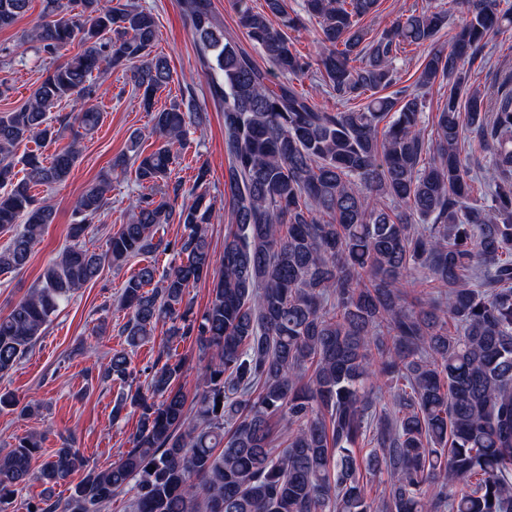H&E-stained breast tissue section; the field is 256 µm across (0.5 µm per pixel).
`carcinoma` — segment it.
<instances>
[{
	"mask_svg": "<svg viewBox=\"0 0 512 512\" xmlns=\"http://www.w3.org/2000/svg\"><path fill=\"white\" fill-rule=\"evenodd\" d=\"M29 2L0 0V29ZM263 2L232 5L249 44L284 75L277 83L224 30L212 0H181L224 119L232 224L217 254L206 170L188 190L176 176L179 148L207 113L190 103L154 108L172 74L155 52L151 10L134 0H43L26 41L49 56L76 38L84 50L48 69L23 106L0 112V229L14 230L0 272L22 269L54 222L33 190L65 182L80 139L102 122L99 108L78 106L97 93L98 75L130 68L158 145L144 153L133 131L132 154L76 199L72 244L0 314V379L61 304L133 257L172 261L161 272L150 260L126 281L121 335L135 349L163 321L168 339L147 374L122 349L102 375L130 388L112 418L140 410L131 448L102 469L66 439L33 472L43 437H20L0 456V512L30 481L54 487L77 473L67 497L28 501L26 512H101L121 493L129 512H512V75L490 117L487 97L470 85L489 35L512 31V0H465L469 18L446 50L444 0L376 33L362 21L378 0H303V17L289 16L284 0ZM306 18L319 29L313 76L358 107L329 112L316 87L295 86L312 65L288 30ZM425 44L415 89L383 94L397 83L405 46ZM436 84L442 103L427 126ZM63 101L71 112L50 116ZM464 124L485 151L478 181L459 148ZM66 130L71 142L50 159L15 158L19 144L42 148ZM129 167L144 192L105 249L91 250L80 242L86 223L107 209L112 172ZM175 223L180 237L160 235ZM209 275L210 300L194 317L185 297ZM190 338L208 358L192 397L178 386L186 360L169 349ZM377 374L393 392L390 406H377ZM363 444L370 449L359 457ZM375 480L384 491L373 497Z\"/></svg>",
	"mask_w": 512,
	"mask_h": 512,
	"instance_id": "cac0c4a2",
	"label": "carcinoma"
}]
</instances>
